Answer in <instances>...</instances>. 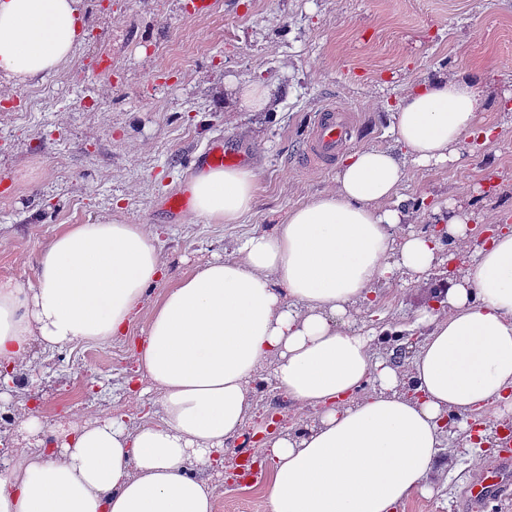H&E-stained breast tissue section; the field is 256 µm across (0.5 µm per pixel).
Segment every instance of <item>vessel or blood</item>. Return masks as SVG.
Returning a JSON list of instances; mask_svg holds the SVG:
<instances>
[{
	"instance_id": "1",
	"label": "vessel or blood",
	"mask_w": 512,
	"mask_h": 512,
	"mask_svg": "<svg viewBox=\"0 0 512 512\" xmlns=\"http://www.w3.org/2000/svg\"><path fill=\"white\" fill-rule=\"evenodd\" d=\"M351 131V116L345 109L337 106L323 108L310 123L305 137L303 157L307 165H333L350 138ZM511 491L512 451L506 449L484 470L470 478L465 488V498L469 506L481 508Z\"/></svg>"
}]
</instances>
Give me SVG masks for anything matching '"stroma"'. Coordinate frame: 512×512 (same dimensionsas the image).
I'll use <instances>...</instances> for the list:
<instances>
[{
	"label": "stroma",
	"mask_w": 512,
	"mask_h": 512,
	"mask_svg": "<svg viewBox=\"0 0 512 512\" xmlns=\"http://www.w3.org/2000/svg\"><path fill=\"white\" fill-rule=\"evenodd\" d=\"M83 36L69 62L43 80L0 79V278L24 283L37 256L66 225L111 217L146 224L157 234L168 283L213 256H233L246 235L279 223L292 208L336 185V168L304 167L306 127L328 104L358 115L348 151L390 147L402 98L429 76L482 74L481 125L486 138L463 146L454 163L409 167L400 187L406 230L422 232L434 208L457 203L476 231L512 225V0H218L210 15L190 18L183 0H82ZM101 56L113 76L83 75ZM264 82L276 96L266 112H236L234 85ZM31 101L28 112L12 111ZM244 153L257 175L252 211L236 224L171 215L164 199L202 169L211 142ZM372 302L353 327L416 348L428 330L418 321L429 304L424 283L394 277L374 285ZM147 324L138 317L128 337L77 342L46 351L0 398V439L16 440L20 422L51 428L70 420L124 415L135 424L161 415L157 394H130V353ZM251 426L275 412L288 431L309 421L274 388L252 395ZM447 434L431 477L432 495H414L398 512H463L465 481L495 457L459 447ZM270 466L228 481L213 473L217 512H264Z\"/></svg>",
	"instance_id": "stroma-1"
}]
</instances>
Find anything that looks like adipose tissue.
<instances>
[{
  "label": "adipose tissue",
  "mask_w": 512,
  "mask_h": 512,
  "mask_svg": "<svg viewBox=\"0 0 512 512\" xmlns=\"http://www.w3.org/2000/svg\"><path fill=\"white\" fill-rule=\"evenodd\" d=\"M81 0H0V75L27 83L55 72L81 40ZM479 75L442 74L410 90L391 148L350 154L336 187L291 209L235 256L197 266L159 300L166 277L156 234L101 218L70 224L40 251L27 284L0 278V367L20 370L33 343L57 349L126 335L141 313L134 386L159 394L163 416L129 427L123 415L59 426L52 441L21 421L18 465L0 477V512H216L208 471L239 438L264 365L305 430L255 445L272 461L264 512H394L429 489L449 415H476L466 447L505 427L512 401V231L477 243L466 211L440 215L458 274L434 280L421 311L424 342L398 366L352 327L373 284L433 280L439 240L402 230L386 208L409 166L454 159L481 127ZM248 167L192 181L194 212L237 223L256 200Z\"/></svg>",
  "instance_id": "obj_1"
}]
</instances>
